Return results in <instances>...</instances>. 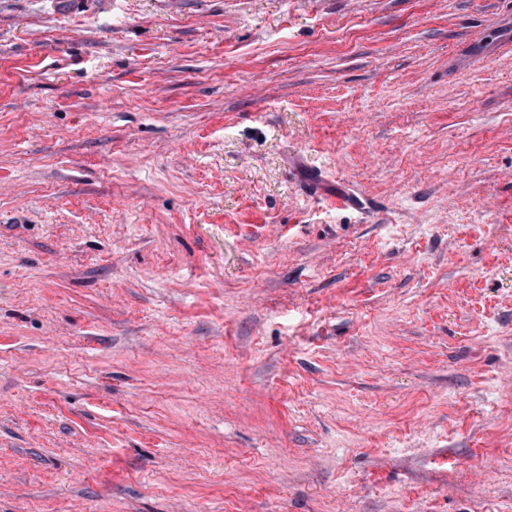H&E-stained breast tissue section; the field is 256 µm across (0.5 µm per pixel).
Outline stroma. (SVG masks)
Returning <instances> with one entry per match:
<instances>
[{"label": "stroma", "mask_w": 512, "mask_h": 512, "mask_svg": "<svg viewBox=\"0 0 512 512\" xmlns=\"http://www.w3.org/2000/svg\"><path fill=\"white\" fill-rule=\"evenodd\" d=\"M0 512H512V0H0Z\"/></svg>", "instance_id": "35a3bbf8"}]
</instances>
